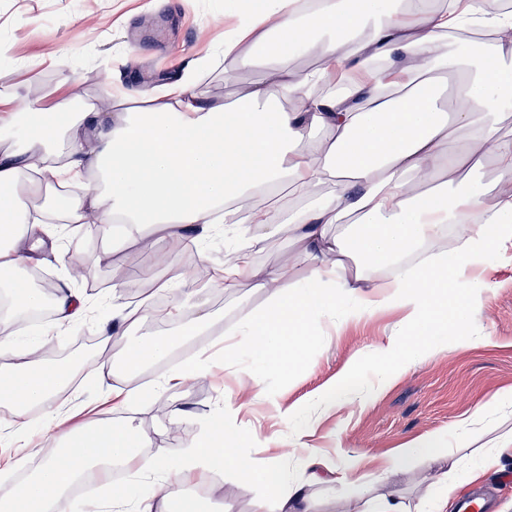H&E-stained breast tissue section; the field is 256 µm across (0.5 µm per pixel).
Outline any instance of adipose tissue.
I'll return each mask as SVG.
<instances>
[{
    "mask_svg": "<svg viewBox=\"0 0 512 512\" xmlns=\"http://www.w3.org/2000/svg\"><path fill=\"white\" fill-rule=\"evenodd\" d=\"M466 25L478 38L445 44L449 29ZM363 28L367 36L345 51L342 35ZM246 45L264 46L272 67L232 106L200 98L203 59L175 83L141 92L134 107L75 112L61 86L45 102L1 94L0 131L20 129L23 142L0 141V289L38 304L40 289L19 288L17 275L53 224L109 227L126 244L170 256L188 230L203 242L220 229L235 242L220 287L246 284L264 297L236 331L242 354L291 373L326 328L388 309L410 330L377 340L382 361L420 350L417 326L463 316L458 291L470 273L512 246V195L494 193L479 173L487 160L499 179H512V137L500 125L512 110V18L481 0H314L305 10L297 0H265L225 39V59ZM298 51L326 67L296 73ZM336 66L355 81L317 94ZM464 168L470 178L457 180ZM285 188L298 206L285 208ZM453 224L471 231L451 247ZM280 238L282 264L253 262L256 245ZM159 292L171 319L187 321V335L210 324L192 279ZM42 346L31 340L28 363L0 372V403L17 414L44 409L48 434L26 479L0 481V512H67L75 481L93 469L110 475L115 463L149 481L137 494L114 492L115 512H153L188 478L215 472L256 478L276 512H314L311 485L349 512L356 486L345 476L364 457L323 458L298 430L285 440L304 475L292 480L276 461L257 466L243 434L230 431L258 396L249 375H238L234 400L176 450L129 428H67L53 403L76 371L46 364Z\"/></svg>",
    "mask_w": 512,
    "mask_h": 512,
    "instance_id": "1",
    "label": "adipose tissue"
}]
</instances>
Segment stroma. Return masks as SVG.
Instances as JSON below:
<instances>
[{"mask_svg":"<svg viewBox=\"0 0 512 512\" xmlns=\"http://www.w3.org/2000/svg\"><path fill=\"white\" fill-rule=\"evenodd\" d=\"M237 21L236 9L226 6L225 0H0V94L17 92L40 99L63 83L78 112L117 100L123 93L135 96L176 80L181 74L179 60L210 56ZM243 53L249 64L232 66L227 75L217 71L202 79L198 87L202 97H221L232 104L247 84L265 80L263 55L248 47ZM51 231L55 245L43 253L40 269L48 273L51 285L65 283L76 290L94 314L91 320L47 337L45 359L57 362L73 354L81 349L85 336L109 337L108 346L95 342L91 350L112 355L144 338L177 335V326L163 318L129 330L115 326L110 304L115 284L125 291L127 303L135 305L148 298L156 281L180 273V257L160 253L142 257L108 231L57 225ZM229 248V242L217 235L203 243L212 278L223 269ZM484 276L492 287L477 286L468 294L466 321L430 330L435 353L416 356L409 370L371 402H362L359 393L375 384L383 370L373 343L376 337L400 329L398 312H380L328 329L327 339L312 346L304 369L292 378L241 358L240 368L260 381L251 413L239 419L257 435L249 447L256 463L278 457L290 478H300L293 456L278 453L274 445L291 430L280 422L278 410L291 406L298 421L314 428L312 445L330 455L341 447L352 455L381 456L425 435L442 437L437 460H412L403 474L387 479L372 467L357 471L359 495L350 505L351 512H362L373 493L388 490L403 497L410 512H425L417 484L429 472L447 475L458 482V494H466L465 473L491 451L498 436L512 431V251L493 257ZM212 278L202 284L209 295L212 323L203 335L183 344L182 351L191 356L202 350L223 356L226 331L239 325L242 311L262 305V296L250 288L244 286L229 295L215 288ZM355 354L360 362L343 410L321 412L319 391L335 382ZM180 366L172 353L135 375L84 370L58 395L56 406L71 424L108 420L113 427L130 425L155 442L179 448L199 423L223 411L230 397L219 373L167 386L155 397L136 398L138 387L163 379ZM117 389L133 395L118 412L111 404ZM173 402L189 417L180 430L169 421ZM481 403L485 411L475 414ZM41 425L34 414L20 417L0 405V476L10 475L2 460L14 448H23L26 460L40 458L46 445ZM185 492L199 496L204 512H253L263 488L245 476L211 475L204 483L190 482Z\"/></svg>","mask_w":512,"mask_h":512,"instance_id":"obj_1","label":"stroma"}]
</instances>
